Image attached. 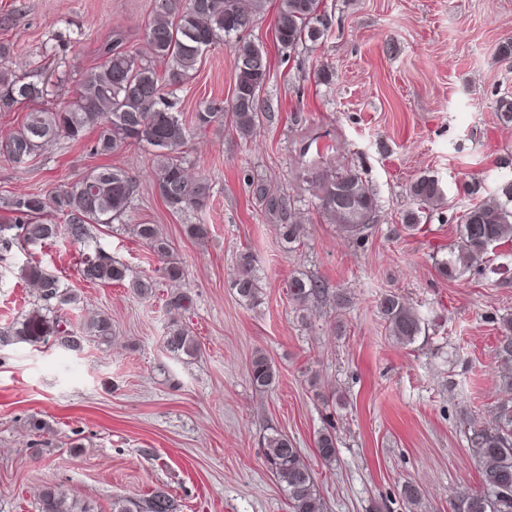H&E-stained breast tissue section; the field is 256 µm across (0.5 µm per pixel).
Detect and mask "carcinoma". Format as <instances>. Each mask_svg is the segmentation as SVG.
Here are the masks:
<instances>
[{"mask_svg": "<svg viewBox=\"0 0 512 512\" xmlns=\"http://www.w3.org/2000/svg\"><path fill=\"white\" fill-rule=\"evenodd\" d=\"M263 0H155L146 28L148 52L133 53L122 48L115 37L101 53V62L78 80L73 100L55 110L33 109L22 125L0 143V156L18 165L38 159L52 141L64 137L87 141L93 156L112 155L134 145L153 149L151 177L166 205L174 212L203 211L210 201V186L192 179L184 166L182 150L190 136L180 118L168 88L182 84L200 63L203 54L216 45L227 44L235 56V90L229 105L222 100L203 102L195 113V127L204 131L215 124L229 123L238 136H252L264 113L260 96L269 78V54L264 45L246 37L263 11ZM327 29L321 0H278L274 39L282 50L320 39ZM164 65L158 70L157 63ZM46 92L42 74L33 69L16 75L0 68V111L17 103L35 102ZM499 122L512 124V98L496 101ZM91 140H86L88 133ZM261 209L276 221L279 239L292 244L300 240L303 225L295 218L290 199L272 190L263 179L249 181ZM137 189L125 170L97 166L78 180L65 185L52 198L38 193L16 195L6 201L12 218L0 224V247L16 241L31 246L58 238L84 242L90 238V225L110 226L122 219ZM319 208L330 224H338L350 236H360L374 223L379 211L376 193L362 175L348 167L328 172L315 183ZM416 208L407 211V227L422 223L427 211L444 204L438 179L422 175L409 186ZM64 219L61 224L45 219L48 208ZM133 234L161 260V271L170 281L179 282L184 270L171 254L169 242L155 224H135ZM512 240V179L503 180L493 193L466 209L459 217L458 239L450 248L442 273L454 277L484 259L490 251ZM256 260L248 252L238 255V275L232 282L239 298L248 305L262 301L264 284L255 269ZM20 279L34 286L43 304L29 310L20 321L0 331V345L13 342L39 344L52 337L57 345L79 351L85 337L106 341L112 337V319L94 315L79 327L51 314L74 304L77 296L64 287L61 279L39 261H28L19 268ZM80 275L89 283H128L140 296L155 288L149 277H130L129 269L98 250L85 258ZM324 288L309 277H294L288 295L297 306L320 297ZM378 309L390 336L407 345L425 330L417 310L397 294L380 299ZM498 355L503 370L498 375L502 390L512 391V317L500 322ZM167 350L176 356L193 357L198 351L194 336L175 322L166 336ZM249 381L258 392L272 389L278 379L276 369L262 353H256L248 369ZM316 450L326 465L336 462V436L325 427L317 434ZM472 447L480 472V485L458 496L455 512H512V401L496 408L488 426L473 432ZM262 455L265 465L283 490L291 512H325L326 504L317 486L316 471L286 434L265 439ZM39 512H90L84 502L70 497L58 486H45L38 495ZM112 512H174V502L163 489L154 490L143 500L119 497L112 501Z\"/></svg>", "mask_w": 512, "mask_h": 512, "instance_id": "cac0c4a2", "label": "carcinoma"}]
</instances>
